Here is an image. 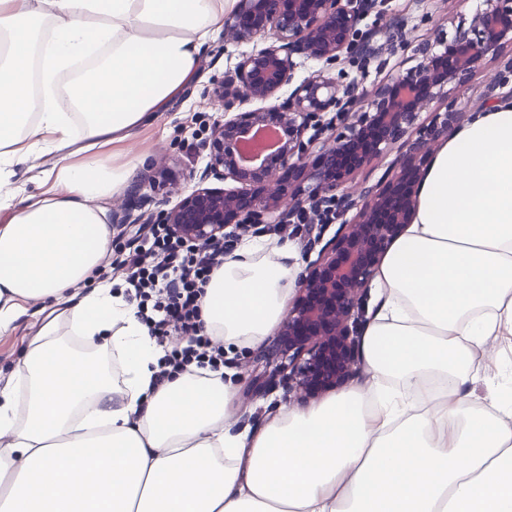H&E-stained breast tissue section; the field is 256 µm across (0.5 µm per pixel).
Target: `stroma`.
<instances>
[{"label":"stroma","instance_id":"1","mask_svg":"<svg viewBox=\"0 0 512 512\" xmlns=\"http://www.w3.org/2000/svg\"><path fill=\"white\" fill-rule=\"evenodd\" d=\"M483 0H378L377 8L366 15L359 29L369 36L372 45L378 46V56L363 61L355 53L346 54L336 64L328 66L330 76L341 82L357 81L363 87H372L385 80L391 73L411 67L413 53L420 41H435L453 36L458 28L469 26L475 12L483 8ZM405 36L408 44L397 51H383L382 46L393 37ZM244 47L225 41L223 32H216L201 51L197 77L173 98L165 112L144 126L126 144L121 154L145 156L124 193L115 195L109 209L121 208L128 195L140 193L150 196L154 210L167 209V193L173 184H188L189 174L202 170L207 162L202 147L218 112L208 94L213 78L237 62ZM500 74V98L512 99V73L502 71L498 61L489 60L473 76L466 89L456 95V108L460 120H467L478 109L489 75ZM353 212L337 214L332 224H301L289 227L287 232L270 230V241L288 240L295 247V261L300 270H308L318 257L315 239H331L341 222L352 220ZM275 336L252 347L231 349L224 354V370L229 373L237 393L252 390V380L273 371L277 360L273 355ZM288 407L283 390L257 396L247 408L235 411L236 426L245 431H258Z\"/></svg>","mask_w":512,"mask_h":512}]
</instances>
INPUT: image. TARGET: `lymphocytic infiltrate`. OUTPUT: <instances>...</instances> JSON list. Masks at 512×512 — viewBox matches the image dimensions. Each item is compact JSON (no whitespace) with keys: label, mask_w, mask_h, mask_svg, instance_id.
Masks as SVG:
<instances>
[{"label":"lymphocytic infiltrate","mask_w":512,"mask_h":512,"mask_svg":"<svg viewBox=\"0 0 512 512\" xmlns=\"http://www.w3.org/2000/svg\"><path fill=\"white\" fill-rule=\"evenodd\" d=\"M223 261V252L198 253L185 246L165 224L154 225L151 237L137 239L124 259L127 284L136 298L151 303L142 317L150 335L159 341L173 334L188 340L161 358L157 382L194 367L217 371L223 366L224 347L205 334L199 305L203 285Z\"/></svg>","instance_id":"1"}]
</instances>
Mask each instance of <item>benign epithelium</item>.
I'll return each instance as SVG.
<instances>
[{"label":"benign epithelium","mask_w":512,"mask_h":512,"mask_svg":"<svg viewBox=\"0 0 512 512\" xmlns=\"http://www.w3.org/2000/svg\"><path fill=\"white\" fill-rule=\"evenodd\" d=\"M469 28L457 30L436 51L415 49L417 63L368 90L340 84L318 70L293 84L297 58L331 65L343 54H370L358 39L362 18L377 0H238L224 17V36L264 45L242 55L213 83L222 110L204 143L207 163L190 193L155 217L151 200L135 195L112 214L114 224H166L184 243L203 251L224 242V229L261 234L270 224L309 204L359 206L356 218L321 249L281 322L275 344L279 386L300 403L345 383L359 362L355 312L364 304L375 270L409 223L418 186L435 144L448 137L458 112L446 108L426 125L416 121L445 89L460 91L490 55L512 47V0H486ZM336 113L344 131L323 121ZM260 130L277 134L274 147L248 156ZM402 142L387 176L361 204L336 191ZM215 180L224 187L209 186Z\"/></svg>","instance_id":"1"}]
</instances>
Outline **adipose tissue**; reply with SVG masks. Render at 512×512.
Segmentation results:
<instances>
[{
	"mask_svg": "<svg viewBox=\"0 0 512 512\" xmlns=\"http://www.w3.org/2000/svg\"><path fill=\"white\" fill-rule=\"evenodd\" d=\"M236 0H0V335L54 315L0 387V512H512V101L435 152L376 269L369 384L236 431L221 373L155 375L162 349L99 271L112 148L193 80ZM40 195L10 188L42 156ZM288 242H248L203 287L209 335L261 342L286 313ZM484 383L481 401L469 389Z\"/></svg>",
	"mask_w": 512,
	"mask_h": 512,
	"instance_id": "ef3b65f1",
	"label": "adipose tissue"
}]
</instances>
